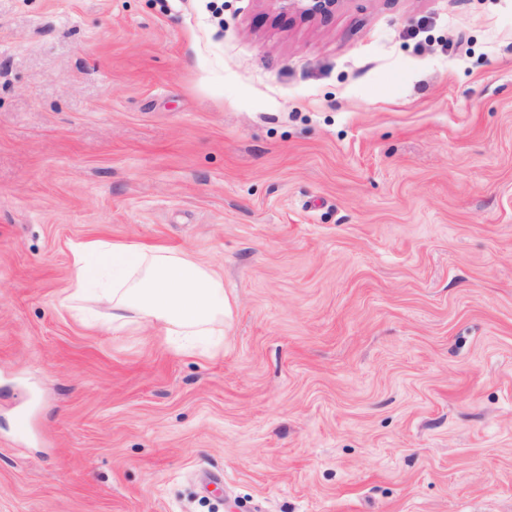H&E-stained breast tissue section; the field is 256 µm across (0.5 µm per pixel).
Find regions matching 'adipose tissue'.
Masks as SVG:
<instances>
[{
  "label": "adipose tissue",
  "mask_w": 512,
  "mask_h": 512,
  "mask_svg": "<svg viewBox=\"0 0 512 512\" xmlns=\"http://www.w3.org/2000/svg\"><path fill=\"white\" fill-rule=\"evenodd\" d=\"M106 269L112 272V290L102 300L111 308L116 328L149 325L189 345L223 336L230 309L224 281L186 251L122 241L81 243L72 280L75 292Z\"/></svg>",
  "instance_id": "1"
}]
</instances>
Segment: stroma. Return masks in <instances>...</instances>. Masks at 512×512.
Returning <instances> with one entry per match:
<instances>
[{
    "label": "stroma",
    "mask_w": 512,
    "mask_h": 512,
    "mask_svg": "<svg viewBox=\"0 0 512 512\" xmlns=\"http://www.w3.org/2000/svg\"><path fill=\"white\" fill-rule=\"evenodd\" d=\"M0 512H512V0H0ZM286 6L303 14L326 15L336 6L335 0H281ZM90 254L97 257L93 265L85 263ZM106 269L112 270V293L101 299L112 309L113 327L150 325L188 345L218 336L212 349L222 346L230 309L224 281L196 263L185 250L148 248L122 241L81 243L72 295L78 296Z\"/></svg>",
    "instance_id": "obj_1"
}]
</instances>
